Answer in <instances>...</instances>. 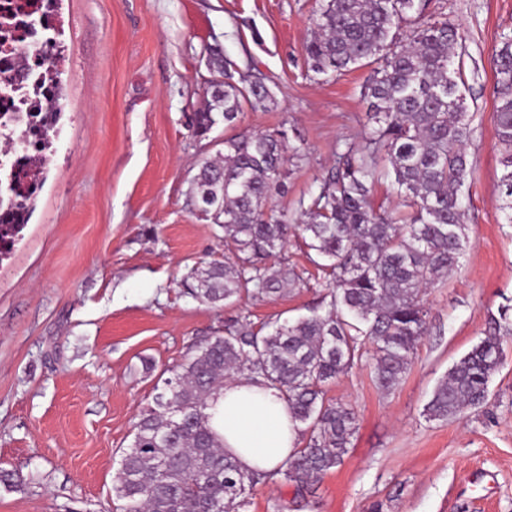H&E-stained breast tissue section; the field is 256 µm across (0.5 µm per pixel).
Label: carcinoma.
Here are the masks:
<instances>
[{
    "instance_id": "carcinoma-1",
    "label": "carcinoma",
    "mask_w": 512,
    "mask_h": 512,
    "mask_svg": "<svg viewBox=\"0 0 512 512\" xmlns=\"http://www.w3.org/2000/svg\"><path fill=\"white\" fill-rule=\"evenodd\" d=\"M416 0H321L305 55L314 72L340 74L373 66L364 96L368 131L346 143L309 200L300 224H287L269 207L286 190L287 133L242 132L224 139V155L200 164L190 205L224 231L225 260L193 269L182 286L195 300L230 305L242 295L257 301L283 294L303 272L280 256L290 235H301L325 272V293L309 313L259 324L238 315L224 333L194 346L167 369L152 404L132 426L121 452L113 491L122 512H249L254 488L281 478L302 496L339 467L357 431L355 410L325 398L326 386L354 366H369L384 392L399 386L426 329L425 290L458 267L467 243L461 189L470 171L465 98L454 57L465 33L446 21L419 19L410 41L397 33ZM496 80V138L501 146L502 209L512 224V37L492 55ZM224 80L211 85L208 111L192 130L205 136L221 120L233 128L244 110L273 101L263 83ZM60 108L43 112L33 128L38 161L51 146ZM385 167H379V160ZM383 175L393 178L410 213L399 224L370 200ZM17 219L0 223V241L14 243L33 196L7 181L0 200ZM512 336V304L490 318L485 338L448 370L426 404L430 420H446L488 403L491 377L504 363L502 339ZM244 378L277 390L306 444L278 469L242 471L224 452L206 410L224 383Z\"/></svg>"
}]
</instances>
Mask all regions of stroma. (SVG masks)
I'll return each mask as SVG.
<instances>
[{"mask_svg":"<svg viewBox=\"0 0 512 512\" xmlns=\"http://www.w3.org/2000/svg\"><path fill=\"white\" fill-rule=\"evenodd\" d=\"M460 25L471 135L463 187L469 243L458 269L428 288L427 325L400 385L378 389L367 366L327 388L354 408L343 464L312 494L257 486L249 512H512V337L485 407L443 421L423 414L452 364L512 299V224L500 209L492 53L512 37V0H420ZM319 0H58L65 62L61 113L28 222L0 258V512H117L112 490L132 423L165 369L240 314L291 319L320 300L315 283L256 302L200 303L187 273L224 253V233L188 203L199 164L224 150L193 113L231 60L274 101L240 127L286 130L288 190L270 206L302 220L346 142L361 141L364 66L324 76L304 45Z\"/></svg>","mask_w":512,"mask_h":512,"instance_id":"stroma-1","label":"stroma"}]
</instances>
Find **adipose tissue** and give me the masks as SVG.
<instances>
[{"label":"adipose tissue","instance_id":"1","mask_svg":"<svg viewBox=\"0 0 512 512\" xmlns=\"http://www.w3.org/2000/svg\"><path fill=\"white\" fill-rule=\"evenodd\" d=\"M211 422L224 439L225 452L247 469L274 470L296 450L286 402L276 390L243 378L225 382Z\"/></svg>","mask_w":512,"mask_h":512}]
</instances>
